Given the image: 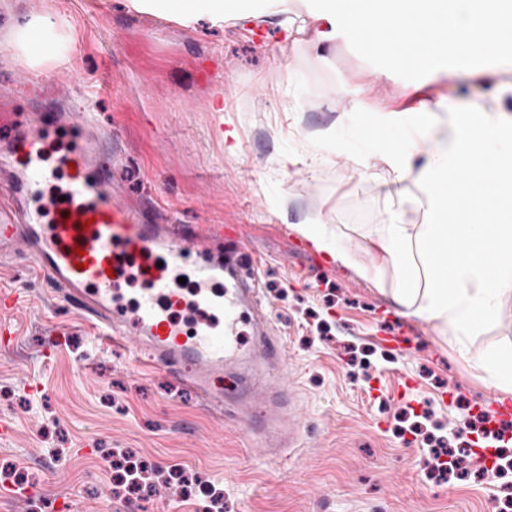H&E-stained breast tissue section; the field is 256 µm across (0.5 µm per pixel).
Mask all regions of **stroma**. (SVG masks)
<instances>
[{
    "mask_svg": "<svg viewBox=\"0 0 512 512\" xmlns=\"http://www.w3.org/2000/svg\"><path fill=\"white\" fill-rule=\"evenodd\" d=\"M33 11L66 24L72 70L101 88L97 119L121 150L113 182L174 224L239 231L261 257L263 306L305 409V451L269 463L264 439L120 351H98L85 369V325L49 302L51 286L29 261L0 259V285L25 284L31 296L10 317L13 344L0 346V417L14 427L0 437V465L23 468L36 489L21 499L0 485V512H60L70 498L83 512H202L211 488L223 492V512H512V469L487 478L472 459L447 477L433 469L431 439L468 435L472 405L496 394L486 374L453 336L403 315L389 290L293 230L319 220L368 259L366 230L390 221L393 173L353 130L365 113L412 105L418 84L426 96L502 107L469 79L470 60L397 64L342 27L323 46L311 28L291 41L273 15L186 28L126 0H0V76L16 82L21 107L43 112L70 78L53 81V66L12 48ZM287 98L300 110L283 111ZM213 99L223 113L209 111ZM224 128L240 135L236 154L224 150ZM315 149L326 157L317 170L277 163ZM469 348L512 355V295ZM405 375L415 386L402 396ZM121 452L153 463L148 496L117 490L110 461Z\"/></svg>",
    "mask_w": 512,
    "mask_h": 512,
    "instance_id": "35a3bbf8",
    "label": "stroma"
}]
</instances>
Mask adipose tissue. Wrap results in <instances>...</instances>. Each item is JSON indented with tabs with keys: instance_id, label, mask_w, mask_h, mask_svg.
I'll use <instances>...</instances> for the list:
<instances>
[{
	"instance_id": "obj_1",
	"label": "adipose tissue",
	"mask_w": 512,
	"mask_h": 512,
	"mask_svg": "<svg viewBox=\"0 0 512 512\" xmlns=\"http://www.w3.org/2000/svg\"><path fill=\"white\" fill-rule=\"evenodd\" d=\"M134 10L190 26L199 20L223 26L244 21L265 8L288 20V0H130ZM356 31L364 48L426 66L429 58L457 51L470 58H493L512 44V0H354L342 13L328 12ZM68 50L64 34L49 14L34 13L12 36V46L28 52L33 44ZM451 112L448 137L427 153L418 146L429 132V118ZM399 139L377 138L397 183L416 178L423 195L414 204L426 215L417 226L390 222L373 229L375 251L362 263L328 225L308 219L295 232L313 248L378 285H390L406 315L436 322L468 352L498 316L512 294V115L473 102L465 106L423 100ZM481 177H473L474 165Z\"/></svg>"
}]
</instances>
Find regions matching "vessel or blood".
<instances>
[{
    "label": "vessel or blood",
    "instance_id": "b4317fda",
    "mask_svg": "<svg viewBox=\"0 0 512 512\" xmlns=\"http://www.w3.org/2000/svg\"><path fill=\"white\" fill-rule=\"evenodd\" d=\"M112 133L92 106L77 103L45 123L39 112L0 113V155L16 198L15 221L0 223V256L31 259L63 305L82 314L95 347L122 348L144 366L169 374L204 402L229 411L224 379L232 369L274 362L249 388L264 402L253 428L287 434L302 447L300 413L286 369L285 344L258 312L239 236L198 226L174 236L170 225L143 223L112 189ZM82 254H75V247ZM484 419L503 440L512 404L489 397Z\"/></svg>",
    "mask_w": 512,
    "mask_h": 512
}]
</instances>
